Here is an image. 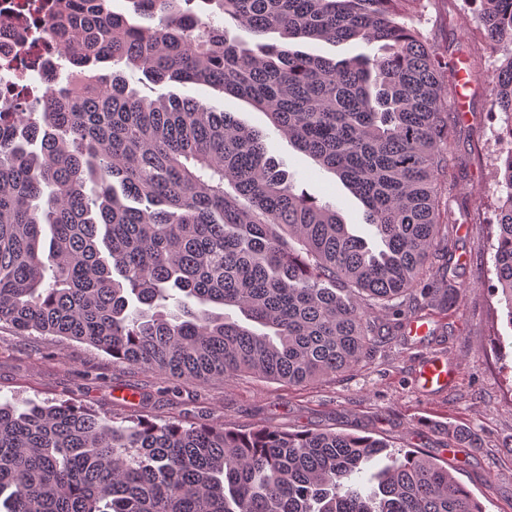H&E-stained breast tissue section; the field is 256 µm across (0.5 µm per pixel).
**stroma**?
<instances>
[{
    "label": "stroma",
    "instance_id": "stroma-1",
    "mask_svg": "<svg viewBox=\"0 0 512 512\" xmlns=\"http://www.w3.org/2000/svg\"><path fill=\"white\" fill-rule=\"evenodd\" d=\"M456 15L471 30L478 28L469 0H432L419 25L424 38L445 56L493 72L502 54L450 28L448 19ZM140 92L152 98L169 92L193 97L269 131L282 170L320 201L336 205L357 234L370 237L360 201L333 173L317 169L272 132L265 114L203 85L171 83L144 86ZM488 104V87L478 80L469 91L466 113L448 115L452 222L440 245V261L448 270L432 274L435 287L447 290L448 304L441 307L410 296L403 301L407 316L429 318L427 338H410L403 324L377 310L372 314L377 327L372 352L352 370L301 385L252 374L202 382L167 378L84 343L21 335L0 323V396L67 401L117 422L132 417L186 427L222 424L247 432L267 427L371 436L447 465L485 512H512V326L490 290L494 252L489 220L499 195L494 133L503 120L489 117ZM430 355L458 368L460 375L444 392L427 396L416 374ZM452 426L474 434L479 447L449 455L455 443L448 433Z\"/></svg>",
    "mask_w": 512,
    "mask_h": 512
}]
</instances>
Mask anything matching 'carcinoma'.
I'll return each instance as SVG.
<instances>
[{"label": "carcinoma", "mask_w": 512, "mask_h": 512, "mask_svg": "<svg viewBox=\"0 0 512 512\" xmlns=\"http://www.w3.org/2000/svg\"><path fill=\"white\" fill-rule=\"evenodd\" d=\"M65 0L48 30L73 80L0 112V322L86 343L186 381L240 373L301 384L370 355V310L428 282L448 190L440 55L401 0ZM507 50L486 77L512 117V0H479ZM222 16L224 23H216ZM258 38L229 36L227 24ZM276 32L281 43L259 41ZM302 40L310 51L290 48ZM379 44L336 60L322 43ZM19 57L21 79L42 71ZM137 82L207 85L276 131L363 204L382 248L337 207L296 193L264 131ZM497 168L494 292L512 328V152ZM235 307L257 332L220 309ZM4 512H485L448 467L342 432H238L72 403L0 401Z\"/></svg>", "instance_id": "cac0c4a2"}]
</instances>
